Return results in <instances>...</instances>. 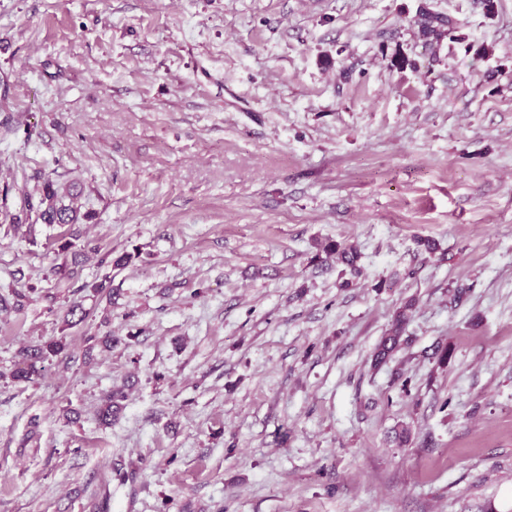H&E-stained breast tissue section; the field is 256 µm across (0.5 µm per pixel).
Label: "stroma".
<instances>
[{
  "label": "stroma",
  "instance_id": "obj_1",
  "mask_svg": "<svg viewBox=\"0 0 512 512\" xmlns=\"http://www.w3.org/2000/svg\"><path fill=\"white\" fill-rule=\"evenodd\" d=\"M496 3L0 0L6 205L49 179L84 216L0 222V295L21 303L0 310V512H512ZM423 4L464 41L426 48ZM328 241L357 251L353 287ZM408 300V345L373 367ZM58 337L37 380L10 378ZM65 349L66 344L62 337L23 349L21 362L23 366L15 367L11 373L12 379L18 382H31L34 376L40 375L42 366L38 364L43 363L50 356L61 354Z\"/></svg>",
  "mask_w": 512,
  "mask_h": 512
}]
</instances>
